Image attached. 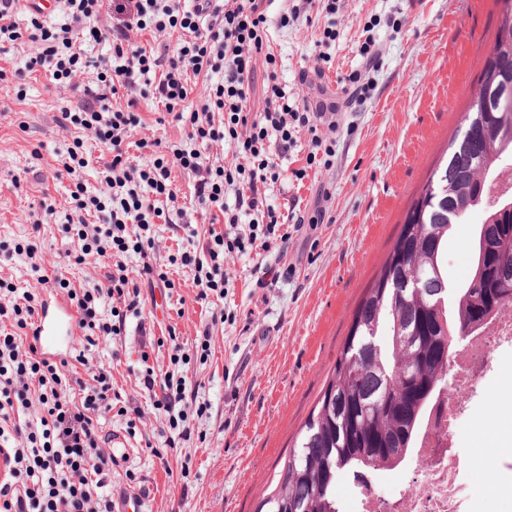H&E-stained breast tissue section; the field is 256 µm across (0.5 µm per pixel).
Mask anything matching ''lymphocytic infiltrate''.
Segmentation results:
<instances>
[{
    "label": "lymphocytic infiltrate",
    "mask_w": 512,
    "mask_h": 512,
    "mask_svg": "<svg viewBox=\"0 0 512 512\" xmlns=\"http://www.w3.org/2000/svg\"><path fill=\"white\" fill-rule=\"evenodd\" d=\"M107 0H61L67 17L62 27L47 25L37 5H30L26 29L12 20L17 0H0V50L21 39L40 43V54L16 71L17 80L27 73L45 70L59 85H72L78 74L95 68V81L84 85L80 96L58 118L62 127L93 134L111 155L103 171V189L88 193L75 182L70 197L77 210L97 213L100 222L69 224L67 230L75 261L90 255L116 260L99 288L80 292L63 274L55 287L64 290L78 314L87 346L99 339L124 335L128 317L141 316L142 282H154L158 274L146 258L154 247L153 225L184 217L179 190L171 180L172 166L192 173L194 197L214 224H239L251 216L248 237L226 238L211 233L202 249L178 248L175 263L194 267L201 298L223 295L229 284L224 255L251 253L256 242L287 241L284 225L302 227L323 223L326 211L307 210L293 202L279 212L268 202L270 185L291 179L303 184L308 168L319 157L333 154V140L318 135L325 115L298 105L274 71L276 60L267 57L263 80L264 112L247 111L246 103L256 77L253 61L269 41L265 0H108L118 16L107 29L97 21ZM180 30L176 45L144 47L131 40L132 33ZM108 42L112 55L89 60L86 47ZM218 74L202 106L190 104L189 76ZM133 90L126 107H113L121 91ZM161 104L166 114L187 123L192 147L132 141L142 119L138 100ZM311 132L312 150L304 167L284 174L277 157L297 145L299 131ZM222 143L241 158L235 165L209 154ZM149 152L147 163L130 160V147ZM234 187V204L224 201L226 187ZM27 255L37 275V287L20 288L0 281V320L10 330H0V450L5 470L0 473V512H114L112 468L115 461L103 446L99 421L113 409L112 374L105 366L90 365L85 354L76 362L85 374H66L67 360L43 356L34 330L42 304L39 285L47 280L36 244L23 241L13 246ZM135 253L142 258L136 278H129L123 259ZM143 387L155 393V406L169 416L171 427L190 437L189 413L203 415L206 404H190L185 378L155 375L146 370ZM39 405L37 419H27L31 405Z\"/></svg>",
    "instance_id": "1"
}]
</instances>
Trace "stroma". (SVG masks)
<instances>
[{
	"mask_svg": "<svg viewBox=\"0 0 512 512\" xmlns=\"http://www.w3.org/2000/svg\"><path fill=\"white\" fill-rule=\"evenodd\" d=\"M303 0H268L269 50L277 76L296 98L310 106L341 99L340 80L357 71L368 87L364 97L341 108L328 166L313 169L302 188L271 189L269 201L287 209L321 201L329 220L293 232L287 248L271 245L243 256L228 253L230 283L223 297L199 299L193 269L171 264L178 246L203 244L193 236L205 222L190 203L194 177L173 168L187 221L151 229L153 266L175 286L163 292L142 288L144 315L158 345L144 352L136 320L125 335L86 348L75 337L71 354L86 351L91 364L109 366L112 386L123 401L138 407L141 419L128 433L123 417L110 416L102 430L123 433L133 452L112 470V486H128L135 474L143 491V512H257L276 486L288 451L304 432L324 386L332 379L353 315L378 276L419 189L427 182L452 139L460 134L469 104L480 88L486 59L501 33L503 0H312L308 19L280 27L279 17ZM336 34L327 62H317L325 31ZM373 42L375 58L361 55ZM40 50L23 39L0 52V242L34 241L49 256L47 278L64 274L77 291L101 285L108 259L68 256L64 231L73 215L69 178H56L60 155L82 138L89 164L79 176L89 190L101 187L110 156L90 133L65 129L57 117L75 93L55 87L48 72L29 75L18 85L14 72ZM321 67L312 86L299 84L301 69ZM25 97H18V89ZM142 124L133 140L188 144L187 125L160 118L159 106L143 101ZM327 199H318L320 189ZM54 205L53 213L41 202ZM481 210L454 225L448 241V281L469 273L470 241ZM273 265L277 282L257 285L255 264ZM226 320L212 324L213 313ZM212 324L210 353L193 359L187 388L208 403L203 416H190V437L170 428L167 415L153 406L140 379L146 367L174 371L175 347L191 349L205 324ZM512 397V383L491 377L471 403L457 441L471 448L492 436L493 407Z\"/></svg>",
	"mask_w": 512,
	"mask_h": 512,
	"instance_id": "obj_1",
	"label": "stroma"
}]
</instances>
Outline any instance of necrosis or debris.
<instances>
[{"instance_id":"necrosis-or-debris-1","label":"necrosis or debris","mask_w":512,"mask_h":512,"mask_svg":"<svg viewBox=\"0 0 512 512\" xmlns=\"http://www.w3.org/2000/svg\"><path fill=\"white\" fill-rule=\"evenodd\" d=\"M511 347L512 304L463 341L452 387L440 388L429 400L413 448L392 470L395 490L385 496L356 490L354 512H477L471 492L512 495L511 402L492 414L496 448H479L474 460L460 459L457 448L458 424L491 371L490 352Z\"/></svg>"}]
</instances>
